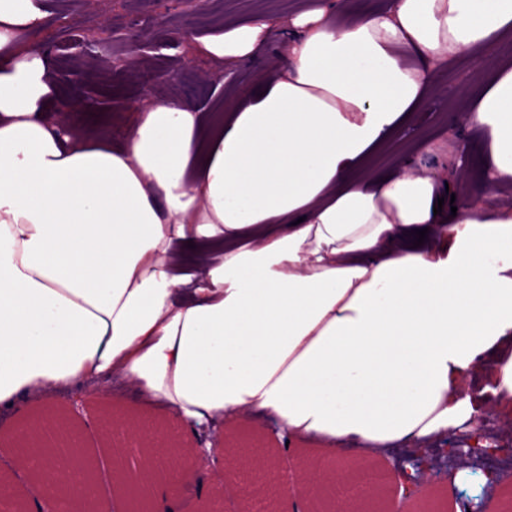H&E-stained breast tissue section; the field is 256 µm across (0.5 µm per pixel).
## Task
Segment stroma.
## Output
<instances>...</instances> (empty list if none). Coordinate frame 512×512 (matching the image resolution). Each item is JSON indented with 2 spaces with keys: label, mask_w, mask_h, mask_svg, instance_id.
Listing matches in <instances>:
<instances>
[{
  "label": "stroma",
  "mask_w": 512,
  "mask_h": 512,
  "mask_svg": "<svg viewBox=\"0 0 512 512\" xmlns=\"http://www.w3.org/2000/svg\"><path fill=\"white\" fill-rule=\"evenodd\" d=\"M50 16L48 23L34 32L32 42L52 49L55 96L47 103L48 110L71 98H81L94 106L90 112H74L72 123L97 124L103 116L112 118V138L121 142L126 128L135 118L133 104L150 96L174 94L202 111L220 115L229 94L252 95L263 86L266 77L280 62L283 32L290 17L297 13L329 7L335 24H342L350 12L385 8L386 0H45ZM66 14L70 25L77 27L83 40L81 48L62 50L57 46V26L53 19ZM254 17H265L270 26L265 33V49L261 57L249 65L219 62L196 53L195 40L180 39L184 30L200 36L224 33L236 24ZM147 29L150 48H135L140 29ZM512 63V39L497 44L482 58L469 55L456 57L440 67L437 81L415 114L412 124L398 139L383 148L371 161L373 173L387 172L395 158L404 153L420 156L434 164L451 180L457 199L471 200L485 187L483 163L484 136L472 129V150L464 165H457L451 153L452 141L464 118L468 105L479 99L499 67ZM82 66L79 82L68 81L67 74ZM105 385L91 387L79 400L60 396L52 408L69 416L79 428L90 459L99 463L97 482L99 496L121 499L111 480L113 451L125 448L130 461H137L136 447L124 444L119 426H106L103 418L107 405L102 397ZM214 452L206 461V477L202 490L189 487L176 502L177 512H199L201 500L215 502L218 512H264L266 491L248 492V477L231 479L235 452L241 448L263 453L276 449L285 471L300 475L310 465L308 455L291 454L264 430L251 426L230 425L208 434ZM349 474L335 486L342 497L359 500L366 512H387L398 495L396 474L390 465H380L383 497H367L364 479L366 465L359 460L347 461ZM473 502L512 512V487L487 489L482 470H474L469 482L454 485L439 472H432L424 498L410 504L406 512H449L451 506Z\"/></svg>",
  "instance_id": "1"
}]
</instances>
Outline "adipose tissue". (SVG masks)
<instances>
[{
	"label": "adipose tissue",
	"instance_id": "1",
	"mask_svg": "<svg viewBox=\"0 0 512 512\" xmlns=\"http://www.w3.org/2000/svg\"><path fill=\"white\" fill-rule=\"evenodd\" d=\"M42 0H0V408L123 375L172 427L259 421L320 447L301 507L340 459L427 451L512 407V208L434 213L446 179L411 155L367 165L401 136L436 65L512 37V0H391L338 26L294 16L282 64L222 119L178 98L61 126L46 52L25 36ZM266 24L200 38L248 63ZM465 123L485 132L493 184L512 181V68ZM426 230L416 245L418 230ZM41 468L69 512L97 500L81 434ZM127 512H170L184 474Z\"/></svg>",
	"mask_w": 512,
	"mask_h": 512
}]
</instances>
